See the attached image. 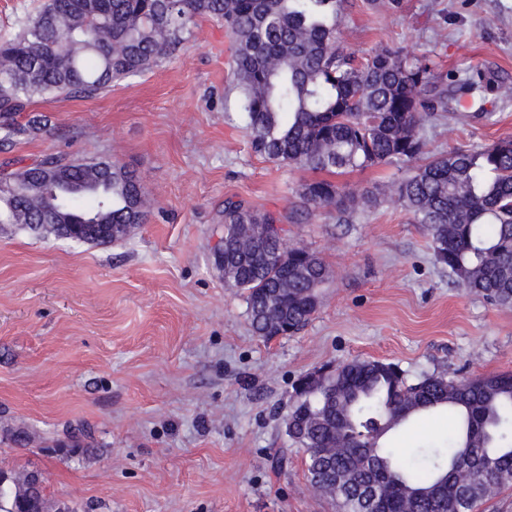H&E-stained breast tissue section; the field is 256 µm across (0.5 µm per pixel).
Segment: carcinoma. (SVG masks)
I'll use <instances>...</instances> for the list:
<instances>
[{"mask_svg":"<svg viewBox=\"0 0 512 512\" xmlns=\"http://www.w3.org/2000/svg\"><path fill=\"white\" fill-rule=\"evenodd\" d=\"M348 0H46L14 38L0 41V131L7 142L47 127L17 117L34 97L89 98L137 76L198 38L196 20L224 23L234 40L231 84L239 127L254 153L285 166L341 175L405 165L390 186L353 191L326 178L305 182L306 212L336 211L347 223L378 195L399 203L428 232L437 264L464 289L512 306V139L452 146L417 165L425 121L448 111V95L472 76L443 73L427 55L383 46L364 61L340 39ZM144 187L105 159L46 155L0 177V220L140 224ZM285 217L224 200V251L246 299L254 334L303 329L329 279L321 257L297 247L276 255L270 225ZM453 414L447 432L408 447L389 441L419 415ZM289 437L306 452L314 489L336 512H474L512 483V373L410 376L398 364L355 359L311 388L293 386ZM30 472L0 469V512H75L51 501Z\"/></svg>","mask_w":512,"mask_h":512,"instance_id":"carcinoma-1","label":"carcinoma"}]
</instances>
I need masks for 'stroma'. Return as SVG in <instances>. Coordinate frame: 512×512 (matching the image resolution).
I'll list each match as a JSON object with an SVG mask.
<instances>
[{"label":"stroma","mask_w":512,"mask_h":512,"mask_svg":"<svg viewBox=\"0 0 512 512\" xmlns=\"http://www.w3.org/2000/svg\"><path fill=\"white\" fill-rule=\"evenodd\" d=\"M342 39L357 56L400 44L444 71L512 84V0H350ZM198 41L92 99L35 98L36 137L0 145V169L48 154L127 165L146 220L106 246L0 227V468L34 470L75 512H335L310 484L283 417L295 381L354 359L410 375L512 372V307L459 288L426 229L394 202L305 214L312 172L256 155L227 82L233 42L198 22ZM456 103L428 123L427 154L512 137V95ZM288 217V241L330 271L320 307L293 336L266 340L215 264L227 198ZM88 425L94 451L71 453ZM30 440L17 446L11 431ZM287 450L288 464L272 458Z\"/></svg>","instance_id":"1"}]
</instances>
